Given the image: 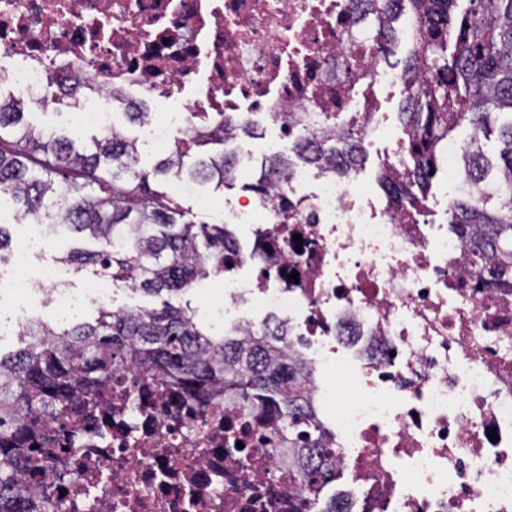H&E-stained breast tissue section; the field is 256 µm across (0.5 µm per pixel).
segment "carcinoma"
Listing matches in <instances>:
<instances>
[{"label": "carcinoma", "instance_id": "obj_1", "mask_svg": "<svg viewBox=\"0 0 512 512\" xmlns=\"http://www.w3.org/2000/svg\"><path fill=\"white\" fill-rule=\"evenodd\" d=\"M369 17L367 37L390 36L405 13L415 22L413 50L402 69L405 99L400 112L409 137L412 174L401 180L383 169L378 186L395 215L406 217L427 190L445 142L466 123L472 135L460 157L465 177L479 197L448 205L453 232L470 240L489 260L492 287L512 285V0H361ZM88 89L70 79L59 101L77 109ZM124 121L110 133L76 140L24 121L26 104L0 93V210L14 209L27 224H59L95 245L73 248L59 258L74 273L88 272L113 283L134 280V289L162 299L159 308L96 310L93 320L56 325L31 323L30 341L10 356H0V512H67L66 503L43 487L73 480L62 455L42 447L45 421L65 425L71 409L112 387L113 366L134 363L143 372L176 379L187 393L233 386L243 397L275 393L281 417L299 426L305 402V366L271 369L281 357L276 341L286 335L272 326L244 343L226 336L215 342L192 314L170 302L224 267V225L185 219L166 192L151 188L158 178H182L221 190L235 184L229 169L234 148L222 149L224 135L206 127L175 141L165 158L146 170L142 145L128 127L144 124L147 112L117 99ZM295 147L315 167L327 157L354 163L365 159L355 140L336 141L324 127ZM498 129L499 162L485 155L482 141ZM260 177L245 185L262 193L288 179V157L274 151L257 164Z\"/></svg>", "mask_w": 512, "mask_h": 512}]
</instances>
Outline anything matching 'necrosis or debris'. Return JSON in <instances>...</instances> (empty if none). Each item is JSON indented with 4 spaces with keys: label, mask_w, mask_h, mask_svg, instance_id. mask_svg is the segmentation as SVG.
<instances>
[{
    "label": "necrosis or debris",
    "mask_w": 512,
    "mask_h": 512,
    "mask_svg": "<svg viewBox=\"0 0 512 512\" xmlns=\"http://www.w3.org/2000/svg\"><path fill=\"white\" fill-rule=\"evenodd\" d=\"M351 0H0V86L46 109L48 86L77 75L95 98L74 131L114 127L112 100L180 109L147 122L141 141L166 151L197 118L214 129L264 122L291 146L319 113L358 130L381 166L408 167L406 137L390 135L381 91L401 84L392 42L360 48ZM346 174L295 164L282 194L225 203L232 262L206 313L214 337L284 323L285 353L307 369L310 440L329 450L315 482L288 457L278 395L191 396L133 365L88 415L45 432L68 460L65 501L80 512H512V288H488L469 244L435 223L434 203L399 218L385 196ZM45 239L13 253L0 285V335L23 332L40 309L112 303L92 276L71 293L67 266L33 267ZM297 280H290V272ZM360 387L349 401L338 374ZM497 440H490L489 432Z\"/></svg>",
    "instance_id": "obj_1"
}]
</instances>
